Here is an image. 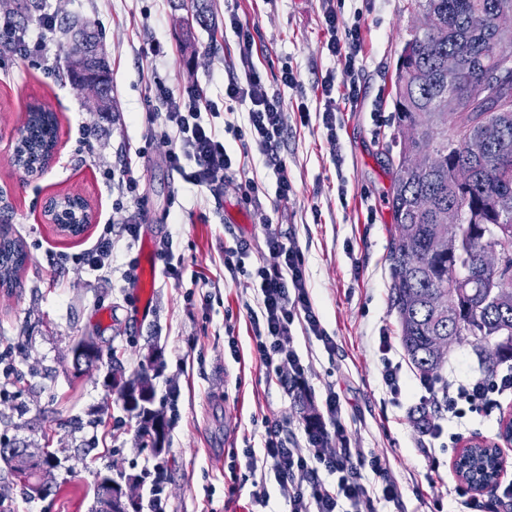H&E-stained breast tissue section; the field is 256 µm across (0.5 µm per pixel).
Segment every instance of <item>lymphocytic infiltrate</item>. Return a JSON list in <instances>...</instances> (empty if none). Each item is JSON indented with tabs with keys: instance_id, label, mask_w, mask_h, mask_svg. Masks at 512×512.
Segmentation results:
<instances>
[{
	"instance_id": "lymphocytic-infiltrate-1",
	"label": "lymphocytic infiltrate",
	"mask_w": 512,
	"mask_h": 512,
	"mask_svg": "<svg viewBox=\"0 0 512 512\" xmlns=\"http://www.w3.org/2000/svg\"><path fill=\"white\" fill-rule=\"evenodd\" d=\"M226 23L237 36L244 75L225 82L224 98L249 104L243 125L231 121L226 124L241 141V154L229 153L223 135L203 121V112L214 113L218 107L199 90L176 95L163 83H156L153 95L162 100L165 111L160 114L149 107L143 118L148 126L158 127L160 141L167 148V162L186 184L212 192L222 189L230 175L236 173L240 176L237 188L244 197L270 194L281 203L294 191L281 156L288 114L280 94L267 90L254 66L253 44L237 13H229ZM324 23L329 55L347 71H355L361 54L360 24L344 23L332 7L325 10ZM41 26L43 38L29 43L17 37L9 16L0 15V49L21 60L39 57L45 75L50 76L55 72L50 39L55 25L51 16H44ZM321 98L322 125L328 143L335 147L339 144L341 107L357 103L359 88L352 83L346 93L336 94L335 80L329 77L321 84ZM254 151L263 156L266 168L273 174V184L248 176L245 159ZM260 221L266 228L264 246L270 263L257 267L259 288L245 310L255 336L256 353L268 378L295 393L305 390L308 381L304 360L292 341L293 327H301L321 342L326 352H334L336 343L312 302L300 246L272 229L268 216H261ZM425 391L427 400L460 418L466 410L491 398L512 395V364L490 378L466 382L452 379L442 391H435L430 385ZM345 432L340 395L335 389H328L320 425L303 428L304 446L291 441L279 421H270L266 424L262 454L246 449L244 466L252 473L259 466L270 467L289 512H373L374 498L363 475L367 469L379 482V497L388 503L397 500L399 487L387 464L364 449L351 447Z\"/></svg>"
}]
</instances>
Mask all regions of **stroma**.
I'll return each mask as SVG.
<instances>
[{
  "label": "stroma",
  "mask_w": 512,
  "mask_h": 512,
  "mask_svg": "<svg viewBox=\"0 0 512 512\" xmlns=\"http://www.w3.org/2000/svg\"><path fill=\"white\" fill-rule=\"evenodd\" d=\"M181 0H9L17 31L36 38L52 15L56 28L72 21L96 33L112 71L111 119H102L94 91L65 79L64 39L54 76L17 58L0 59V228L20 238L29 255L17 285L0 288V448L55 452L60 494L27 497L0 463V506L5 512H90L96 472L152 469L156 459L137 440V422L106 385L107 364L82 375L72 370V349L85 336L102 351L118 349L125 375H155L157 400L169 422L168 471L162 483L167 512H253V476L231 472L233 452L261 448L265 423L277 420L301 435L305 420L295 397L266 378L255 350L243 299L254 279L224 277V249L234 237L251 240L246 261L255 269L265 255L262 225L254 214L270 212L273 226L298 242L305 256L312 301L336 342H320L294 329L293 343L308 367V393L322 408L328 387L341 394L352 447L384 459L396 479L397 502L378 512H454L460 480L452 461L458 444L434 445L410 415L422 394L407 362L396 312L389 299L388 260L393 217L386 204L392 175L389 155L399 150L391 94L395 64L417 21L411 0H344V18L360 22L364 57L356 108L341 116L340 151L327 143L320 84L334 74L337 87L350 76L329 56L323 25L326 0H208L214 29L194 28L185 40L178 24ZM235 9L253 41V62L269 91L288 112L281 155L295 191L287 204L242 197L234 185L210 192L184 183L171 170L165 149L144 124L150 78L176 93L196 88L224 96V81L242 74L237 38L224 28ZM297 82L284 86L283 68ZM47 105L58 121V143L48 170L28 176L13 163L19 127L28 106ZM309 111L300 122L299 106ZM130 162L145 193L143 204L116 199L109 168ZM84 197L92 218L77 237L46 216L52 198ZM153 239L172 236L184 257L181 279L157 277L148 316L139 314V290L121 269L139 253V242H119L117 269L89 271L80 254L132 215ZM208 284L193 285L195 276ZM391 338L390 357L402 365V391L391 395L382 378L380 335ZM160 358L147 365L150 350ZM512 418V402L483 405L464 418L436 414L445 434L464 442L498 437ZM237 476V492L225 482Z\"/></svg>",
  "instance_id": "stroma-1"
}]
</instances>
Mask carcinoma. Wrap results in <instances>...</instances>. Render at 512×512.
Instances as JSON below:
<instances>
[{"mask_svg":"<svg viewBox=\"0 0 512 512\" xmlns=\"http://www.w3.org/2000/svg\"><path fill=\"white\" fill-rule=\"evenodd\" d=\"M194 2L192 20L199 25L210 22L200 0ZM502 0H415L417 8L435 16L445 31L431 35L413 32L406 42L409 53L397 61L393 96L398 127L414 123L422 109L437 107L448 93L445 65L448 54L464 60L461 82L454 92L463 96L466 84L480 77L498 62L503 53L494 39L498 22L512 25V14L498 13ZM190 20V21H192ZM190 21L180 20L185 40L191 41ZM105 75L100 111L111 108V72L104 57H89L82 76L95 80ZM512 83L502 88L497 100L472 105L450 120L439 119L436 128H421L418 137L400 142L398 154L389 159L393 183L387 204L394 224L391 232L390 301L398 316L400 341L415 371L423 378H440L443 363L433 360L430 349L434 336H457L474 343L479 365L486 377L499 366L512 361V344L497 341L512 330V299L487 300L492 283L512 279ZM497 121L504 126L500 143L489 149L466 148L469 133L480 123ZM57 139L54 121L40 105L29 107L27 119L19 130L14 149L20 161H44ZM428 151L421 168L408 165V154ZM466 158L475 178L466 190L453 184L456 160ZM459 205L467 212L461 229L460 254L448 258V251L438 250L442 228L437 211ZM501 228L504 267L495 274L476 271L479 252L486 244V226ZM28 261L22 244L0 231V287H11ZM454 292L451 314L438 311L434 301L440 293ZM112 390L124 409L139 423L138 435L149 444L151 429L160 423L169 426L163 413L154 408L156 388L152 376L143 372L125 377L120 354L112 351Z\"/></svg>","mask_w":512,"mask_h":512,"instance_id":"carcinoma-1","label":"carcinoma"}]
</instances>
